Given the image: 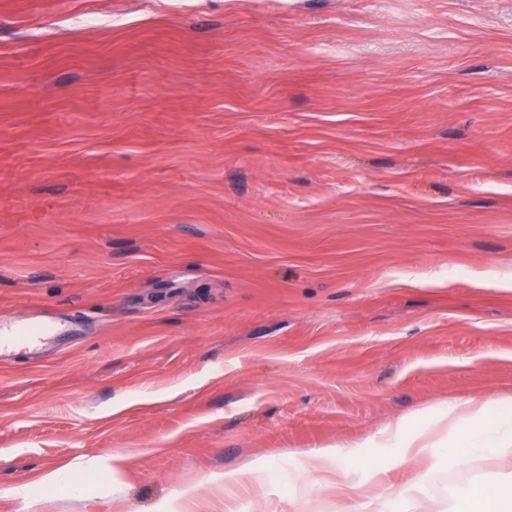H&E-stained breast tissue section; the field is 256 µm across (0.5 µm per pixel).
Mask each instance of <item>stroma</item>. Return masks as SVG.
<instances>
[{"label": "stroma", "instance_id": "obj_1", "mask_svg": "<svg viewBox=\"0 0 512 512\" xmlns=\"http://www.w3.org/2000/svg\"><path fill=\"white\" fill-rule=\"evenodd\" d=\"M32 317L0 512H336L315 449L512 395V0H0ZM399 444L385 512L512 481L485 451L410 499Z\"/></svg>", "mask_w": 512, "mask_h": 512}]
</instances>
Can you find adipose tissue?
Returning a JSON list of instances; mask_svg holds the SVG:
<instances>
[{"label":"adipose tissue","mask_w":512,"mask_h":512,"mask_svg":"<svg viewBox=\"0 0 512 512\" xmlns=\"http://www.w3.org/2000/svg\"><path fill=\"white\" fill-rule=\"evenodd\" d=\"M503 399L490 397L484 400L456 398L450 400L442 412V422L437 427L405 433L402 424L386 427L384 436L403 435L404 455L419 458L425 472L440 467L455 470L467 459L484 450H494L505 457L512 456V415L503 414ZM372 437L360 443H340L314 452V467L319 471H335L337 494L351 493L354 499L364 500L366 508L378 504L384 472L372 470L371 483L362 487L350 483L343 467L344 461L358 459L359 448L372 444Z\"/></svg>","instance_id":"obj_1"}]
</instances>
